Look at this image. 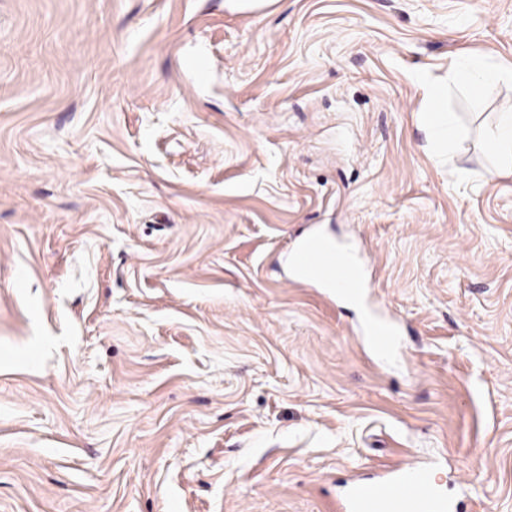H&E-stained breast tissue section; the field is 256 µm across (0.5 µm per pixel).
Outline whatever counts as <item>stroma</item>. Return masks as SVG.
<instances>
[{
	"label": "stroma",
	"instance_id": "obj_1",
	"mask_svg": "<svg viewBox=\"0 0 512 512\" xmlns=\"http://www.w3.org/2000/svg\"><path fill=\"white\" fill-rule=\"evenodd\" d=\"M510 106L512 0H0V512H336L407 461L512 512ZM313 231L360 301L293 278ZM498 75V68L485 58L470 59L461 64L449 77L454 83L466 86L477 96L483 91L484 85ZM492 154L500 164L501 174H512V111L501 112L487 134ZM421 121L427 137L438 146L454 145L458 138V127L451 112H422ZM378 322L368 326L365 334L373 351L381 357H386L397 348L398 331L390 324Z\"/></svg>",
	"mask_w": 512,
	"mask_h": 512
}]
</instances>
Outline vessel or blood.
<instances>
[{
    "label": "vessel or blood",
    "mask_w": 512,
    "mask_h": 512,
    "mask_svg": "<svg viewBox=\"0 0 512 512\" xmlns=\"http://www.w3.org/2000/svg\"><path fill=\"white\" fill-rule=\"evenodd\" d=\"M297 273L310 275L325 287L335 288L337 294L361 296L367 286L360 264L350 262L342 248L319 235L293 256ZM365 334L373 351L388 356L396 350L397 329L380 322L367 327ZM344 512H453L451 502L439 489L432 469L406 464L399 466L389 477H369L354 483L348 490Z\"/></svg>",
    "instance_id": "1"
}]
</instances>
